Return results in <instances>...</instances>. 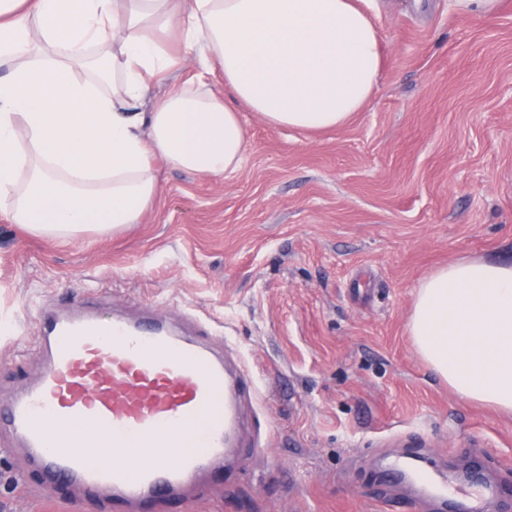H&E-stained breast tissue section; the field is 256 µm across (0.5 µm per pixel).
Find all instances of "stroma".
<instances>
[{
  "mask_svg": "<svg viewBox=\"0 0 512 512\" xmlns=\"http://www.w3.org/2000/svg\"><path fill=\"white\" fill-rule=\"evenodd\" d=\"M379 84L344 126L314 133L241 109L248 149L216 178L158 162L139 223L57 241L0 213V402L44 360V310L201 321L251 372L234 477L158 512H385L381 462L420 443L460 477L480 455L512 484V414L459 398L407 324L419 282L460 258L512 260V0H368ZM258 442L254 453L247 445ZM0 436V512H62Z\"/></svg>",
  "mask_w": 512,
  "mask_h": 512,
  "instance_id": "stroma-1",
  "label": "stroma"
}]
</instances>
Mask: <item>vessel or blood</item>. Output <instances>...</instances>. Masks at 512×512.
<instances>
[{
    "label": "vessel or blood",
    "instance_id": "b4317fda",
    "mask_svg": "<svg viewBox=\"0 0 512 512\" xmlns=\"http://www.w3.org/2000/svg\"><path fill=\"white\" fill-rule=\"evenodd\" d=\"M37 333L43 366L0 406V430L26 450L47 483L66 480L91 496L148 505L182 493L238 453L239 405L249 381L202 337L162 322H106L86 308L45 313ZM101 435L110 447L98 443ZM387 474L411 490L388 502L389 512H407L417 496L454 512H484L498 492L452 489L416 465L397 463Z\"/></svg>",
    "mask_w": 512,
    "mask_h": 512
}]
</instances>
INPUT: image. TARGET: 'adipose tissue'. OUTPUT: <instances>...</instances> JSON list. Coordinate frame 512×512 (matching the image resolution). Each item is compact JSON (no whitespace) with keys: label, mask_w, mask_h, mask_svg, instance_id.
Here are the masks:
<instances>
[{"label":"adipose tissue","mask_w":512,"mask_h":512,"mask_svg":"<svg viewBox=\"0 0 512 512\" xmlns=\"http://www.w3.org/2000/svg\"><path fill=\"white\" fill-rule=\"evenodd\" d=\"M220 70L169 84L186 54ZM382 44L363 0H0V212L73 238L139 223L157 161L220 177L247 148L238 108L336 129L371 98ZM166 84L162 96L155 85ZM408 330L462 399L512 412V261L423 279Z\"/></svg>","instance_id":"1"}]
</instances>
